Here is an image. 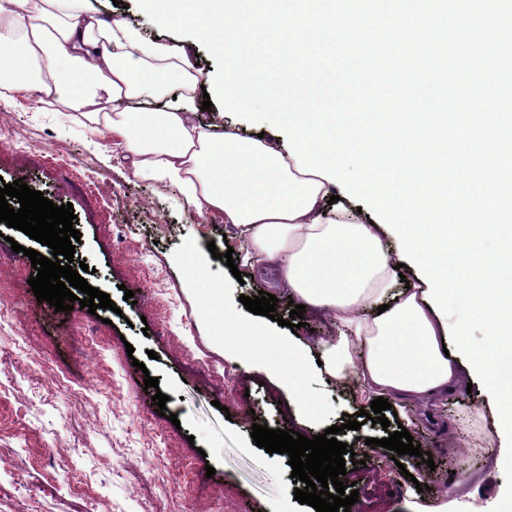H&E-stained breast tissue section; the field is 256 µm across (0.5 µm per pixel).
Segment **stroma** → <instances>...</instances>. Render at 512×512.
Wrapping results in <instances>:
<instances>
[{
  "mask_svg": "<svg viewBox=\"0 0 512 512\" xmlns=\"http://www.w3.org/2000/svg\"><path fill=\"white\" fill-rule=\"evenodd\" d=\"M91 6L106 22L135 21L145 36L172 37L137 0ZM119 151L105 128L42 109L36 94L0 101V180H22L58 206L72 203L81 233L74 259L116 304L94 316L38 302L22 251H52L0 223V512H304L288 454L267 453L251 433L256 424L314 432L294 417L268 364L248 359L246 337L225 338L183 255L191 243H215L219 256L208 271L228 283L229 305L257 296L262 283L238 282L222 261L228 246L218 217L185 205L172 184L135 175L116 161ZM212 366L233 374L232 393L212 381ZM148 376L158 387H145ZM310 384L327 412L322 428L342 426L339 441L363 463L343 477L359 491L350 512H419L425 504L492 512L503 498L497 460L505 450L499 439L485 440L484 421L467 417L488 407L480 385L434 408V423L420 417L409 426L433 457L427 466L380 447L381 426L346 429L360 411L354 381L315 373ZM158 392L165 407L154 400Z\"/></svg>",
  "mask_w": 512,
  "mask_h": 512,
  "instance_id": "stroma-1",
  "label": "stroma"
}]
</instances>
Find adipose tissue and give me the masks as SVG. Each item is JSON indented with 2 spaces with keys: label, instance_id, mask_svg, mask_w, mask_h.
<instances>
[{
  "label": "adipose tissue",
  "instance_id": "1",
  "mask_svg": "<svg viewBox=\"0 0 512 512\" xmlns=\"http://www.w3.org/2000/svg\"><path fill=\"white\" fill-rule=\"evenodd\" d=\"M0 0V100L37 89L43 106L60 105L84 124L104 126L134 174L167 181L199 214L223 218L243 244L249 269L277 266L283 294L329 315L336 336L314 344L239 320L224 304L225 284L210 282L197 246L186 258L207 301L224 316V333L252 339L250 355L270 349L298 414L317 418L306 384L318 352L328 378L354 379L361 403L384 397L399 410L426 408L471 379L445 356L442 320L424 283L394 290L397 251L383 226L359 223L346 207H328V190L345 181L351 146L332 112H284L287 141L234 130L214 132L193 119L201 72L186 46L147 40L134 24L108 25L90 0ZM186 93L164 102L169 80Z\"/></svg>",
  "mask_w": 512,
  "mask_h": 512
}]
</instances>
